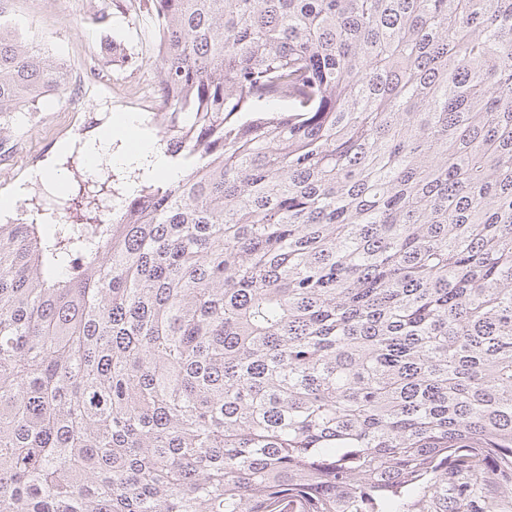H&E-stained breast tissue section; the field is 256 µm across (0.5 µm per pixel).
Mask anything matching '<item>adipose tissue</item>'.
I'll return each instance as SVG.
<instances>
[{
    "label": "adipose tissue",
    "instance_id": "1",
    "mask_svg": "<svg viewBox=\"0 0 512 512\" xmlns=\"http://www.w3.org/2000/svg\"><path fill=\"white\" fill-rule=\"evenodd\" d=\"M132 136L133 148L122 157L124 164L137 165L144 177L163 181H177L181 168L178 162L160 148L148 130L143 129L136 114L129 113L117 117L104 141H111L113 136Z\"/></svg>",
    "mask_w": 512,
    "mask_h": 512
}]
</instances>
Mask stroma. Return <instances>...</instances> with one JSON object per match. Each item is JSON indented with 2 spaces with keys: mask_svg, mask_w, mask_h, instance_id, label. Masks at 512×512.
I'll use <instances>...</instances> for the list:
<instances>
[{
  "mask_svg": "<svg viewBox=\"0 0 512 512\" xmlns=\"http://www.w3.org/2000/svg\"><path fill=\"white\" fill-rule=\"evenodd\" d=\"M9 0L8 10L24 36L40 41L47 54L65 62L72 82L68 94L53 106L41 109L23 121L8 142V153L0 155V193L24 186L14 210L0 214L7 222L17 218L29 224L46 221L45 203L57 197L61 184H74L75 174H90L98 182L123 178L127 170L118 156L128 147L122 137L95 161H88L84 146L98 140L116 117L132 112L145 127L159 133L157 113L160 98L157 83V38L152 20L138 7V0ZM111 9L109 27L96 18ZM112 39L125 48L126 65H116L101 54V44ZM85 97L80 112L69 109L73 94ZM48 168L62 173V180L29 181L31 171Z\"/></svg>",
  "mask_w": 512,
  "mask_h": 512,
  "instance_id": "35a3bbf8",
  "label": "stroma"
}]
</instances>
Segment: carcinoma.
Instances as JSON below:
<instances>
[{
    "label": "carcinoma",
    "instance_id": "carcinoma-1",
    "mask_svg": "<svg viewBox=\"0 0 512 512\" xmlns=\"http://www.w3.org/2000/svg\"><path fill=\"white\" fill-rule=\"evenodd\" d=\"M0 0V145L67 90ZM181 178L0 224V512H494L512 0H139Z\"/></svg>",
    "mask_w": 512,
    "mask_h": 512
}]
</instances>
